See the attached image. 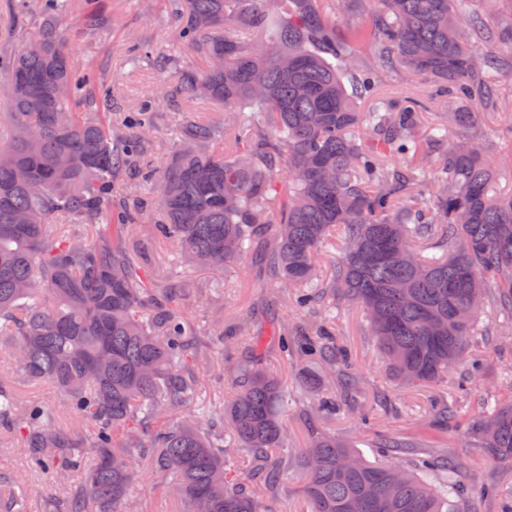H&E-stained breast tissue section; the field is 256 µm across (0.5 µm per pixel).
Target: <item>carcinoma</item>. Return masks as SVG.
<instances>
[{"label":"carcinoma","instance_id":"obj_1","mask_svg":"<svg viewBox=\"0 0 512 512\" xmlns=\"http://www.w3.org/2000/svg\"><path fill=\"white\" fill-rule=\"evenodd\" d=\"M182 38L206 62L178 80L195 98L224 106V122L179 113V151L159 174L143 171L155 100L113 122L103 69H73L64 20L83 9L85 30L106 28L104 0H8L38 31L0 55V356L63 396L58 406L23 402L0 388V447L26 449L30 468L60 486L54 512H151L133 500L147 464L175 490L179 512H271L288 466V391L266 366L273 348L302 369L321 414L336 412L357 381L336 349L330 321L274 322L252 335L237 326L235 396L199 404L200 369L224 365V329L194 331L180 311L193 281L159 292L126 243L143 206L123 171L155 196L156 234L215 283L244 258L284 298L309 305L336 293L362 310L392 376L434 384L464 361L476 323L494 301L512 310V192L481 138L439 151L415 107L358 101L402 69L447 89L455 124L473 127L478 99L500 101L489 71L512 76V31L486 23L497 0H375L372 26L338 33L358 0H175ZM275 23L273 39L262 35ZM509 44L508 54L480 45ZM377 56L353 69L355 47ZM435 157L433 179L419 172ZM341 259L318 276L333 232ZM431 245L446 256L426 260ZM497 288L493 299L487 284ZM70 415L82 430L59 426ZM484 453L512 460V401L483 425ZM387 460L370 462L345 442L311 430L297 474L302 512H454L461 465L422 462L435 481L399 463L412 445L387 437ZM250 453L242 469L238 451ZM32 485L0 472V512H27Z\"/></svg>","mask_w":512,"mask_h":512}]
</instances>
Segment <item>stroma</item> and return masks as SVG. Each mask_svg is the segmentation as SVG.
<instances>
[{
    "instance_id": "obj_1",
    "label": "stroma",
    "mask_w": 512,
    "mask_h": 512,
    "mask_svg": "<svg viewBox=\"0 0 512 512\" xmlns=\"http://www.w3.org/2000/svg\"><path fill=\"white\" fill-rule=\"evenodd\" d=\"M69 55L75 70L89 64L103 66L114 86L112 111L116 114L136 111L155 94L178 85V72L200 67L201 61L180 38V24L169 0H114L109 29L83 34L69 42ZM502 113L486 112L477 128L493 152L500 172L503 191L512 190V80L500 79ZM385 93H403L424 104L422 132H432L436 125L448 128L450 144L460 143L464 133L453 126L448 114V98L435 91L432 84H419L406 74L395 73L385 82ZM191 110L199 116L216 118L222 105L178 94L175 104L160 106L155 115L159 128L154 144L144 162L159 166L168 162L176 143L172 136L176 112ZM154 216L132 225L129 245L141 250L144 264L155 287H165L170 276L188 273L201 288L211 287L214 279L181 258L176 246H161L153 241ZM273 284L259 275L256 265L244 263L224 272V295L210 301L192 295L182 303L183 313L199 331H207L214 321L225 326L241 322L252 328L267 327L272 321L291 324L311 323L318 317L330 319L337 345L346 349L351 373L359 382V401L371 418L362 426L357 412L345 410L335 419L314 412L311 400L297 381L294 367L283 364L277 352L269 361L283 385L293 395L288 408L287 433L290 448L303 446L310 429L318 428L348 441L364 458L380 459L378 443L382 435H400L418 448L420 456H454L462 461L469 478L494 489L491 496L473 500L463 492L457 500L458 512H504L512 503V463L488 458L478 441H461L463 431L478 429L500 403L512 400V313L485 308L481 317V337L470 357L452 368L444 382L411 387L398 383L386 371L378 347L370 335L357 306L343 296L330 303L300 309L285 304L272 292ZM448 404L447 429L434 424L437 406ZM0 471L26 480L35 487L30 512H51L59 488L45 477L30 472L23 448H0Z\"/></svg>"
}]
</instances>
